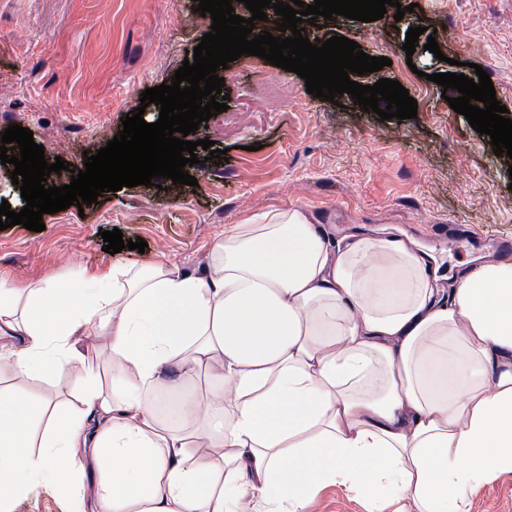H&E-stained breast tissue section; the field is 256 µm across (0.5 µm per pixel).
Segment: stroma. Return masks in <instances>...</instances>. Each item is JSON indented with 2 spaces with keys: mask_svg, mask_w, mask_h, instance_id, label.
<instances>
[{
  "mask_svg": "<svg viewBox=\"0 0 512 512\" xmlns=\"http://www.w3.org/2000/svg\"><path fill=\"white\" fill-rule=\"evenodd\" d=\"M415 10L373 22L340 15L306 26L309 40L344 36L362 51L387 57L389 66L367 75V85L388 78L418 103L413 119L380 120L350 94L331 103L307 93L296 73L252 57L250 66L224 70L228 114L245 125L210 118L196 138L216 141L227 159L214 164L196 149L188 172L196 185H138L98 196L95 204L43 215V231L15 225L0 231V272L21 282H72L81 271L160 261L176 272L201 273L212 245L226 229L274 209H299L330 239L398 236L431 253L438 287L458 281L468 263L493 259L490 240L512 238V158L495 155L452 110L434 73L464 62L465 76L483 68L512 120V0H400ZM199 0H0V133L18 124L33 133L47 162L63 158L66 170L50 184L71 182L86 155L96 154L140 107L145 89L171 83L212 20L197 13ZM424 27L413 55L402 46L412 27ZM435 30L442 52L425 50ZM275 71L288 100L269 108L257 80ZM144 107V106H141ZM143 118H159L155 104ZM454 225L448 245L438 225ZM143 239L145 251H105L102 231ZM78 358L42 377L0 374V387L50 400L52 409L77 406L75 379L88 365L118 373L109 340L75 336ZM10 512H71L72 499L44 481L14 498ZM308 512H415L411 502L354 493L336 482H316ZM465 512H512V470L496 471L472 490Z\"/></svg>",
  "mask_w": 512,
  "mask_h": 512,
  "instance_id": "obj_1",
  "label": "stroma"
}]
</instances>
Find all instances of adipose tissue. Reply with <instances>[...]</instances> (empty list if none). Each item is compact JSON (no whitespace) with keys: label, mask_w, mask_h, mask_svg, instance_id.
Masks as SVG:
<instances>
[{"label":"adipose tissue","mask_w":512,"mask_h":512,"mask_svg":"<svg viewBox=\"0 0 512 512\" xmlns=\"http://www.w3.org/2000/svg\"><path fill=\"white\" fill-rule=\"evenodd\" d=\"M79 333L108 337L124 372L107 391L86 369L72 415L0 390L1 502L52 479L74 512H239L244 486L265 512H307L313 484L333 480L464 512L489 473L512 470V261L443 289L412 243L336 245L276 210L233 225L202 276L0 275V334L21 339L12 371L70 363ZM214 360L207 397H183ZM190 434L227 455L196 454Z\"/></svg>","instance_id":"1"}]
</instances>
